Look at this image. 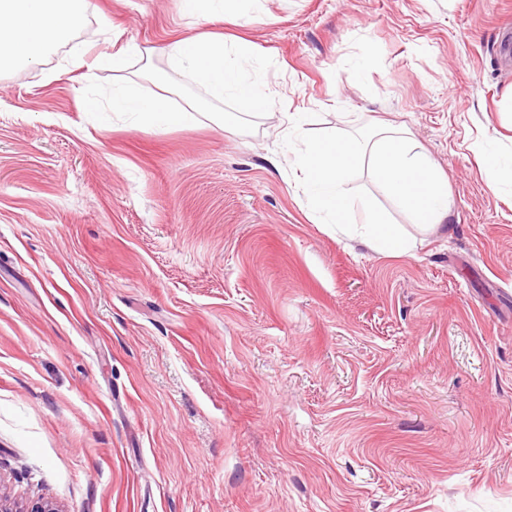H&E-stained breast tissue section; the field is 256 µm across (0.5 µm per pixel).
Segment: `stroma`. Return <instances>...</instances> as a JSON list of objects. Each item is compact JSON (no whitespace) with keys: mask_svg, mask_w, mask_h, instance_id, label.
I'll list each match as a JSON object with an SVG mask.
<instances>
[{"mask_svg":"<svg viewBox=\"0 0 512 512\" xmlns=\"http://www.w3.org/2000/svg\"><path fill=\"white\" fill-rule=\"evenodd\" d=\"M90 55L0 76V474L64 512H512V0H91ZM199 33L268 55L245 134L89 118L92 80ZM310 138L408 127L448 183L418 230L367 168L346 184L415 237L391 256L314 223L279 113ZM259 0H182L186 13L194 15L200 11L211 18L231 15L234 21L242 25L258 19L255 13V3ZM240 21L242 23H240Z\"/></svg>","mask_w":512,"mask_h":512,"instance_id":"1","label":"stroma"}]
</instances>
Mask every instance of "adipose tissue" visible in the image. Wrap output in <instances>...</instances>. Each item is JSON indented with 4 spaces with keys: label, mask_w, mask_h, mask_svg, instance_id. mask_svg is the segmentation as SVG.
<instances>
[{
    "label": "adipose tissue",
    "mask_w": 512,
    "mask_h": 512,
    "mask_svg": "<svg viewBox=\"0 0 512 512\" xmlns=\"http://www.w3.org/2000/svg\"><path fill=\"white\" fill-rule=\"evenodd\" d=\"M255 3L182 0L188 14L229 15L245 24L257 18ZM90 6V0H0V74L21 66H42L51 50L62 43L70 46L72 65L83 66L87 50L74 42L73 35L83 25ZM281 124L319 223L335 225L338 232L375 252L400 255L411 250L412 236L376 213L368 199L354 202L348 198L345 180L363 164L421 229L447 221L448 190L438 182L426 157L416 152L408 129L393 132L379 128L361 140L339 129L310 139L305 134L304 113H283ZM357 206L366 214L361 224L350 221Z\"/></svg>",
    "instance_id": "1"
}]
</instances>
